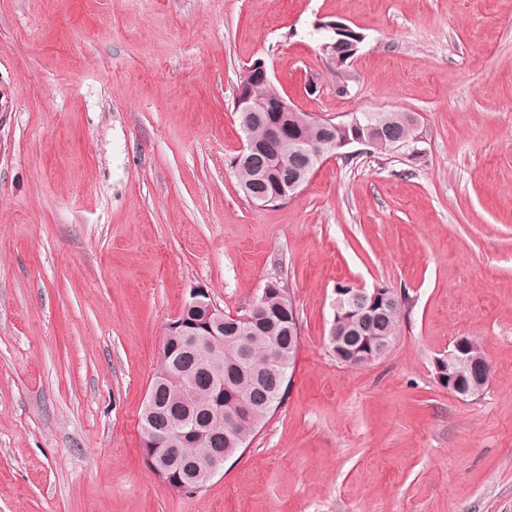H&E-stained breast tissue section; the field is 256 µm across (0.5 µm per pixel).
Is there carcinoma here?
<instances>
[{
	"mask_svg": "<svg viewBox=\"0 0 512 512\" xmlns=\"http://www.w3.org/2000/svg\"><path fill=\"white\" fill-rule=\"evenodd\" d=\"M266 113L240 117V127L245 141H252L258 148L251 162L231 158L229 167L247 198L258 192L272 195L287 186L288 163L300 150L317 152L323 149L326 134L319 122L299 124L293 112H280L278 119L288 127V135L272 151L266 150ZM365 126L380 127L385 136L371 134V148L379 154L394 153L391 140H409L417 129L408 112L363 113ZM260 309L249 322L233 321L224 315V334L211 337L212 346L203 353L186 352L181 339L168 341V361L176 369L195 377L192 394L183 398L169 386V382L156 377L151 388L156 392L157 412L145 408L140 423L147 430L158 432L179 421L197 426L200 435L189 447H184L173 462L170 478L172 484L185 489L195 487V464L210 456L224 454V459L249 447L250 443L282 402L291 379L297 350L296 340L289 337L295 327L294 306L289 290L284 284L264 286ZM401 327V309L397 301L383 311L371 315L349 316L338 328L341 336H397ZM251 355L248 364L240 362L241 350ZM277 360L282 365L284 382L280 385L266 376L257 377L269 363ZM224 374V423L230 425L228 434L208 427V403L213 391L212 372ZM248 403L249 412L240 414L241 402Z\"/></svg>",
	"mask_w": 512,
	"mask_h": 512,
	"instance_id": "carcinoma-1",
	"label": "carcinoma"
}]
</instances>
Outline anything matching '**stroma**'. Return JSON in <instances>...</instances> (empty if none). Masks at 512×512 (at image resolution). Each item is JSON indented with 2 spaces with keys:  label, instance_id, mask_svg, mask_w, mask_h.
<instances>
[{
  "label": "stroma",
  "instance_id": "stroma-1",
  "mask_svg": "<svg viewBox=\"0 0 512 512\" xmlns=\"http://www.w3.org/2000/svg\"><path fill=\"white\" fill-rule=\"evenodd\" d=\"M330 21L365 36L345 97ZM257 57L323 118L417 114L422 156L354 144L252 204L228 160ZM275 278L288 393L171 492L139 426L168 326L193 288L236 313ZM343 281L410 299L366 367L328 347ZM458 336L476 398L434 379ZM0 512H512V0H0Z\"/></svg>",
  "mask_w": 512,
  "mask_h": 512
}]
</instances>
